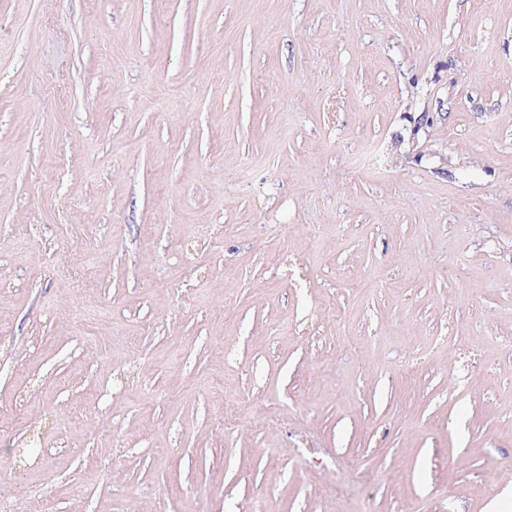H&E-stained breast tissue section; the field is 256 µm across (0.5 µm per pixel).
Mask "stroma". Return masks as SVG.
Returning <instances> with one entry per match:
<instances>
[{
    "label": "stroma",
    "instance_id": "1",
    "mask_svg": "<svg viewBox=\"0 0 512 512\" xmlns=\"http://www.w3.org/2000/svg\"><path fill=\"white\" fill-rule=\"evenodd\" d=\"M512 0H0V498L512 492Z\"/></svg>",
    "mask_w": 512,
    "mask_h": 512
}]
</instances>
